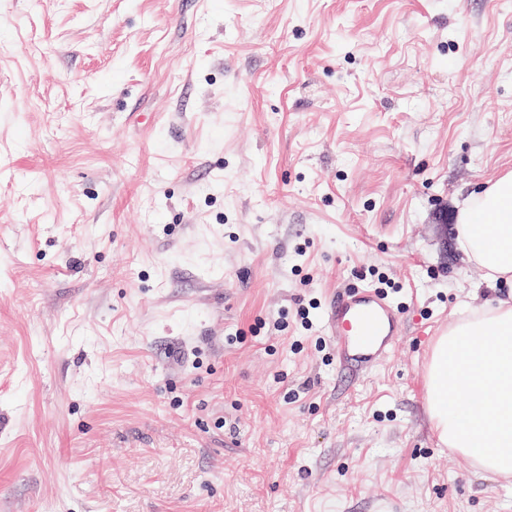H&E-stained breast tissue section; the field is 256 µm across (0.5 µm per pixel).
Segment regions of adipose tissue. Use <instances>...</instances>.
<instances>
[{
    "instance_id": "1",
    "label": "adipose tissue",
    "mask_w": 512,
    "mask_h": 512,
    "mask_svg": "<svg viewBox=\"0 0 512 512\" xmlns=\"http://www.w3.org/2000/svg\"><path fill=\"white\" fill-rule=\"evenodd\" d=\"M466 258L500 288H512V172L497 177L459 215ZM487 402L472 423V397ZM429 417L438 439L482 471L512 475V302L486 303L439 336L426 373Z\"/></svg>"
}]
</instances>
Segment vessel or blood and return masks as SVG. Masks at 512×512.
Listing matches in <instances>:
<instances>
[{"label":"vessel or blood","mask_w":512,"mask_h":512,"mask_svg":"<svg viewBox=\"0 0 512 512\" xmlns=\"http://www.w3.org/2000/svg\"><path fill=\"white\" fill-rule=\"evenodd\" d=\"M406 321L404 307L373 284L334 297L325 309L322 329L334 351L339 385L352 386L378 369L399 344Z\"/></svg>","instance_id":"b4317fda"}]
</instances>
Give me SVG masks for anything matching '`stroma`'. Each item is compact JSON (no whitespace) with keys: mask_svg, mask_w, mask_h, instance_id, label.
I'll use <instances>...</instances> for the list:
<instances>
[{"mask_svg":"<svg viewBox=\"0 0 512 512\" xmlns=\"http://www.w3.org/2000/svg\"><path fill=\"white\" fill-rule=\"evenodd\" d=\"M506 171L512 0H0V512H512L425 392ZM407 314L370 283L348 288L329 302L322 329L334 351L340 386L354 385L386 361L400 342Z\"/></svg>","mask_w":512,"mask_h":512,"instance_id":"stroma-1","label":"stroma"}]
</instances>
